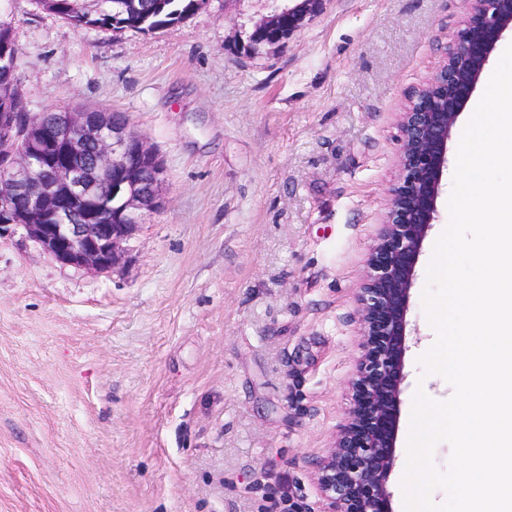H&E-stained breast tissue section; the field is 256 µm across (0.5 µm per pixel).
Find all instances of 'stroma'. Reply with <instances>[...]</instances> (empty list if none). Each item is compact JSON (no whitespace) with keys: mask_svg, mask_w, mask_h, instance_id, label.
<instances>
[{"mask_svg":"<svg viewBox=\"0 0 512 512\" xmlns=\"http://www.w3.org/2000/svg\"><path fill=\"white\" fill-rule=\"evenodd\" d=\"M465 0H328L283 47L242 53L268 0H208L156 32L76 27L0 0L27 111L125 113L165 205L119 269L0 241V512H319L315 470L351 405L357 295L399 169L396 114L445 58ZM410 291L401 481L434 328Z\"/></svg>","mask_w":512,"mask_h":512,"instance_id":"stroma-1","label":"stroma"}]
</instances>
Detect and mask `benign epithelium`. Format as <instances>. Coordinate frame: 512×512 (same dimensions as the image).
Wrapping results in <instances>:
<instances>
[{"mask_svg": "<svg viewBox=\"0 0 512 512\" xmlns=\"http://www.w3.org/2000/svg\"><path fill=\"white\" fill-rule=\"evenodd\" d=\"M327 0H273L249 43L280 46L324 10ZM444 63L407 96L398 113L400 178L360 289L366 339L352 382V406L331 451L319 464L320 512H390L387 481L394 464L395 427L404 380L403 354L410 290L424 240L438 218L448 170V141L498 43L512 32V0H466ZM96 144L91 167L85 145ZM62 153L67 161L54 163ZM48 164L44 180L32 168ZM165 167L158 152L130 126H107L88 112L0 113V239L23 232L56 261L108 273L144 217L163 207ZM97 222L75 223L85 202Z\"/></svg>", "mask_w": 512, "mask_h": 512, "instance_id": "obj_1", "label": "benign epithelium"}]
</instances>
